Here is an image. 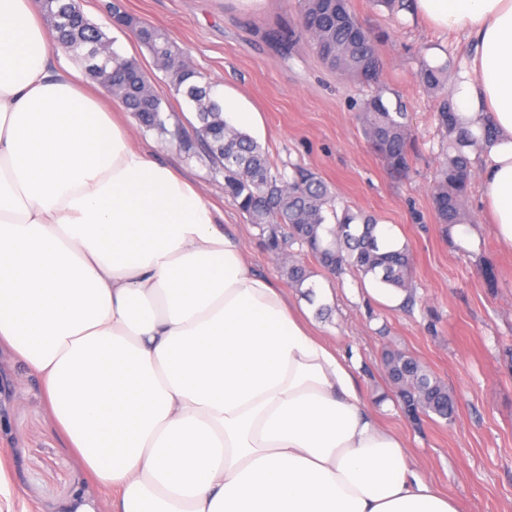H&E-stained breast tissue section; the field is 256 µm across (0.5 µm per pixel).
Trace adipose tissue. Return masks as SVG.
<instances>
[{
    "instance_id": "adipose-tissue-1",
    "label": "adipose tissue",
    "mask_w": 512,
    "mask_h": 512,
    "mask_svg": "<svg viewBox=\"0 0 512 512\" xmlns=\"http://www.w3.org/2000/svg\"><path fill=\"white\" fill-rule=\"evenodd\" d=\"M462 33L450 88L512 249V0H413ZM41 0H0V347L35 376L109 512H458L196 184L47 62Z\"/></svg>"
}]
</instances>
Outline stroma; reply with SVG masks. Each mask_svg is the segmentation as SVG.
Masks as SVG:
<instances>
[{"label":"stroma","mask_w":512,"mask_h":512,"mask_svg":"<svg viewBox=\"0 0 512 512\" xmlns=\"http://www.w3.org/2000/svg\"><path fill=\"white\" fill-rule=\"evenodd\" d=\"M102 0H81L86 16L135 58L157 94L172 104L183 134L197 146L195 119L186 99L170 89L135 35L108 23ZM137 18L163 29L213 86L239 94L260 115L253 138L280 171L303 166L318 172L337 208L374 215L413 257L412 307L392 308L386 291L369 277L345 273L315 277L324 296L307 309L318 336L352 357L365 401L385 428L401 436L411 465L454 500L459 512H512V252L501 251L480 202L481 177L472 174L464 229L436 221L431 189L442 159L436 96L420 82L421 63L447 65L456 79L471 54L458 33L443 32L391 13L379 0H351L381 59L390 103L410 115L407 174L390 173L366 141L356 119L371 90L327 68L307 41L288 62L261 37L266 29L299 22L295 0H124ZM135 145L154 146L157 161L196 183L205 201L234 225L255 270L289 288L258 227L249 224L224 193V172L204 149L185 154L179 140L162 139L130 121ZM492 267L493 278L483 270ZM402 350L419 359L457 399L452 422L414 423L391 396L383 354ZM0 453L11 462L10 481L30 512H68L73 494L101 502L111 493L95 485L57 431L39 382L0 349Z\"/></svg>","instance_id":"1"}]
</instances>
